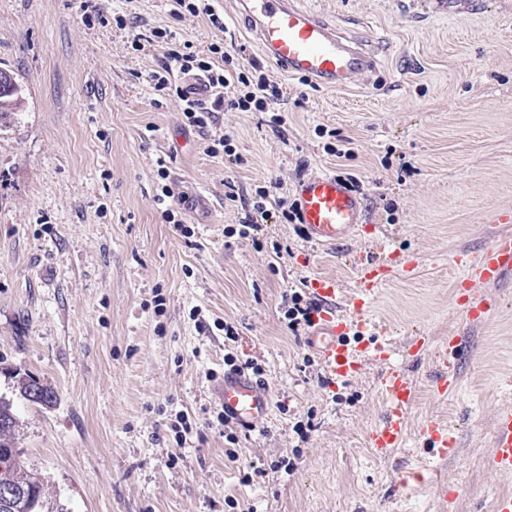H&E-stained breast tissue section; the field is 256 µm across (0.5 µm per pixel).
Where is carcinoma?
<instances>
[{"instance_id": "cac0c4a2", "label": "carcinoma", "mask_w": 512, "mask_h": 512, "mask_svg": "<svg viewBox=\"0 0 512 512\" xmlns=\"http://www.w3.org/2000/svg\"><path fill=\"white\" fill-rule=\"evenodd\" d=\"M14 74L0 68V120L19 109V90ZM16 417L12 403L0 397V479L7 478L18 491L11 512H40L43 485L39 477L27 471L14 446Z\"/></svg>"}]
</instances>
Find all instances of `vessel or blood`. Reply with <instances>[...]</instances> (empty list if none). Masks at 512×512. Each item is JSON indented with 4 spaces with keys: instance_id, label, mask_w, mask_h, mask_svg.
Returning <instances> with one entry per match:
<instances>
[{
    "instance_id": "1",
    "label": "vessel or blood",
    "mask_w": 512,
    "mask_h": 512,
    "mask_svg": "<svg viewBox=\"0 0 512 512\" xmlns=\"http://www.w3.org/2000/svg\"><path fill=\"white\" fill-rule=\"evenodd\" d=\"M237 9L247 20L264 55L288 75L339 91L376 67L374 54L365 44L306 9L302 0H237ZM296 196L306 236L316 245L336 246L345 242L364 220L363 199L333 173L311 175L299 183ZM395 267V262L382 258H359V286L346 299L333 278H315L307 283L316 306L312 329L320 339L317 353L328 380H349L359 371L365 357L385 365L379 378L385 398L384 415L368 433L369 447L383 456L403 445L407 435L406 413L417 394L410 376L389 366L390 345L376 337H364L370 327L363 316L366 306ZM511 273L512 235L500 234L469 264L465 286L457 291L468 320L486 319L496 305L493 297L477 293V285H497ZM462 350V338L449 337L441 353L442 368L431 385L435 394L443 395L456 387V364ZM221 400L225 411L248 426L269 412L266 390L242 371L225 373ZM423 433L439 456L454 455V440L442 425L429 421ZM487 467L496 474H512L511 407L501 408L496 414Z\"/></svg>"
}]
</instances>
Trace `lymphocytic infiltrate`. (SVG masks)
<instances>
[{"label": "lymphocytic infiltrate", "mask_w": 512, "mask_h": 512, "mask_svg": "<svg viewBox=\"0 0 512 512\" xmlns=\"http://www.w3.org/2000/svg\"><path fill=\"white\" fill-rule=\"evenodd\" d=\"M152 35L164 50V60L160 69L152 73L151 85L157 91L174 89L184 104L182 112L190 126L205 127L217 112H269L273 123H283V116L276 112L282 92L268 78L260 62L236 68L223 43L210 44L202 53L195 50L192 41H174L168 29L154 28ZM177 73L203 80L209 89L208 96H197L190 85L174 86L172 77ZM275 209L280 210L288 222L299 218L297 206L276 196L272 187H258L239 220V235L248 236L258 224L266 222Z\"/></svg>", "instance_id": "f902f5d3"}]
</instances>
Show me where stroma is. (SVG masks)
<instances>
[{
	"label": "stroma",
	"instance_id": "1",
	"mask_svg": "<svg viewBox=\"0 0 512 512\" xmlns=\"http://www.w3.org/2000/svg\"><path fill=\"white\" fill-rule=\"evenodd\" d=\"M209 3L226 30L173 17L171 0H103L126 16L122 29L85 24L82 0H0V68L20 89L0 122V396L43 480L42 512H437L444 486L453 512H489L512 494V475L486 467L495 415L512 406V277L490 288L497 306L483 323L466 321L455 289L468 259L512 233V0H308L370 43L375 69L330 91L266 64L282 125L219 112L199 130L175 94L150 85L163 60L152 29L202 51L233 38L237 65L263 57L228 0ZM227 133L230 166L209 152ZM345 140L342 163L329 149ZM321 170L359 180L376 233L316 247L275 214L236 234L256 187L276 182L292 202ZM164 182L182 228L155 201ZM391 252L413 268L379 288L366 316L418 393L404 445L381 458L367 434L383 413L382 364L363 359L328 384L310 330L293 335L281 304L318 276L350 295L359 256ZM452 334L465 344L458 384L438 397L436 347ZM420 335L433 349L408 355ZM228 353L262 366L270 398L255 429L237 428L232 459L216 421ZM23 375L53 403L24 399ZM178 415L191 424L180 442ZM429 419L454 437V457L422 437ZM415 471L428 481L403 483Z\"/></svg>",
	"mask_w": 512,
	"mask_h": 512
}]
</instances>
